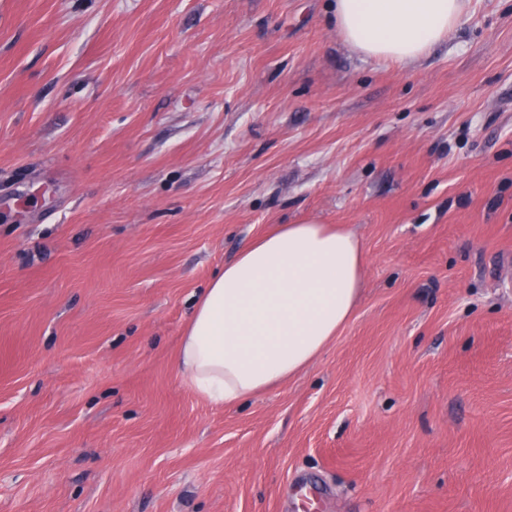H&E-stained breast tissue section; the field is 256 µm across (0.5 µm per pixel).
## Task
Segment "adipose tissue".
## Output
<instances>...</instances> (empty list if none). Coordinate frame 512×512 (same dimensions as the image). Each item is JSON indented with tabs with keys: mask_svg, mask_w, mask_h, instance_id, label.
Listing matches in <instances>:
<instances>
[{
	"mask_svg": "<svg viewBox=\"0 0 512 512\" xmlns=\"http://www.w3.org/2000/svg\"><path fill=\"white\" fill-rule=\"evenodd\" d=\"M468 0H335L336 31L356 53L409 65L448 39ZM365 257L352 232L306 220L247 244L205 288L181 341L193 392L233 405L307 368L346 325Z\"/></svg>",
	"mask_w": 512,
	"mask_h": 512,
	"instance_id": "1",
	"label": "adipose tissue"
}]
</instances>
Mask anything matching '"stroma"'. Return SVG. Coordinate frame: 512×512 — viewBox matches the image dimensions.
Wrapping results in <instances>:
<instances>
[{
	"label": "stroma",
	"mask_w": 512,
	"mask_h": 512,
	"mask_svg": "<svg viewBox=\"0 0 512 512\" xmlns=\"http://www.w3.org/2000/svg\"><path fill=\"white\" fill-rule=\"evenodd\" d=\"M303 220L351 320L209 403L197 299ZM0 512H512V0L409 66L331 0H0Z\"/></svg>",
	"instance_id": "1"
}]
</instances>
